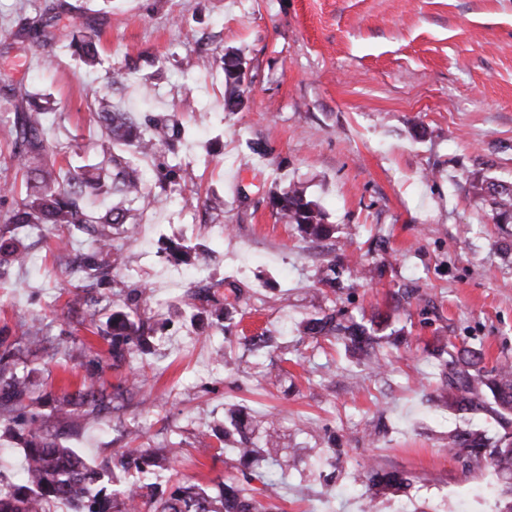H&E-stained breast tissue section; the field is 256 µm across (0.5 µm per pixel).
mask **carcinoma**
<instances>
[{
	"label": "carcinoma",
	"mask_w": 512,
	"mask_h": 512,
	"mask_svg": "<svg viewBox=\"0 0 512 512\" xmlns=\"http://www.w3.org/2000/svg\"><path fill=\"white\" fill-rule=\"evenodd\" d=\"M71 46L85 64L97 62L99 50L95 37H74ZM242 68L239 55H224L225 105L230 109L243 104L242 81L238 75ZM94 103L103 137V159L79 173H65L56 167L54 149L46 137L45 108L28 92L12 93L13 120L6 141L12 146V159L22 178L19 182L0 183V198L14 200L13 207L0 222L15 227L49 225L55 230L76 229L92 237L93 256L75 262L67 270L68 276L79 281L96 279L112 268V229L120 227L130 237L135 230L131 204L137 202L143 210L152 204V192L145 187L136 160L155 154L159 145L174 148L182 136L181 127L176 124L161 123L149 130L139 129L134 115L113 108L112 101L104 94L95 96ZM474 189L490 201L495 223L512 224L511 183L483 181ZM102 194L112 197V206L97 214L90 210L89 200ZM271 202L280 218L294 225L310 241L317 243L331 235L332 227L325 223L323 211L307 198L301 184L294 183L287 191L273 195ZM1 254L12 257L19 265L24 261L19 241L3 233L0 234ZM371 273L372 268L361 262L340 269L332 261L319 270L318 282L331 288H351ZM384 322L383 317L377 322H366L341 309L321 307L301 322L300 333L315 339H333L358 356V364L378 367L382 343L395 347L400 344L397 336L378 334L377 327ZM146 333L144 321L127 312L113 313L110 351L113 364L121 363L131 346L143 343ZM439 356L448 370V396L456 409L468 412L489 407L501 428L495 441L478 429L451 433L448 448L466 456L477 467L484 465L496 470L501 480L496 494L508 498L503 512H512V366L506 363L489 369L483 365L480 353L448 344L439 349ZM28 392L26 378L17 372L15 354L0 353V419L7 421L23 440L27 466L20 483L0 490V512H51L58 503L71 506L73 512H131L134 495L148 498L154 512H271V500L279 498V479L271 469L257 473L260 488L227 480L215 497L195 485L160 493L157 483L146 482L144 478L167 469L169 456L177 453L175 448L162 456L129 449L116 451L112 456V473L133 472L140 481L107 494L99 488L103 474L87 465L74 449L44 435V419L28 411L25 404ZM104 401L105 396L96 388L94 375L90 374L75 393L62 396L60 409L70 417L95 419ZM246 433L242 415L232 412L224 430L213 435L201 432L200 443L209 448L207 439L213 436L221 444L239 445L237 453L246 465L260 459L277 464L274 452L279 435L268 431L265 447L252 448ZM409 484L410 479L401 471L372 469L364 512L376 510L374 501L381 492Z\"/></svg>",
	"instance_id": "cac0c4a2"
}]
</instances>
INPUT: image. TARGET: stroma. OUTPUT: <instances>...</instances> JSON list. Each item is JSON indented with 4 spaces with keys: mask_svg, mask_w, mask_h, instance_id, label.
Here are the masks:
<instances>
[{
    "mask_svg": "<svg viewBox=\"0 0 512 512\" xmlns=\"http://www.w3.org/2000/svg\"><path fill=\"white\" fill-rule=\"evenodd\" d=\"M46 25L47 42L19 31ZM101 35L93 67L69 49L74 33ZM243 59L245 105L224 106V53ZM209 58L202 68L200 58ZM25 87L48 107L47 136L72 165L102 159L95 94L186 130L177 153L141 161L156 197L137 236L114 231L123 262L113 274L149 294L140 312L153 332L145 349L113 365L108 335L123 310L113 288L90 289L100 334L67 302L71 287L50 234L17 229L30 259L0 270V340L41 350L23 357L30 403L50 434L94 468L121 448L181 455L169 485L216 491L241 478L232 448L201 449L197 436L237 406L280 429L293 460L276 512H363L374 467L404 471L408 488L377 512H498L466 493L491 479L448 450L449 431L482 426L491 412L462 413L442 389L439 339L483 348L485 366L512 363V235L494 223L475 183L512 181V0H0V84ZM178 177L159 187L156 169ZM300 183L334 227L310 242L279 219L270 198ZM177 238L214 254L197 273L167 262ZM359 257L372 279L336 294L358 316H388L407 342L380 369L343 346L296 332L331 294L318 271ZM217 285L235 298L231 331L181 308L189 290ZM271 336L254 350L245 340ZM88 351L73 360L74 343ZM279 373L268 383L266 371ZM94 373L124 388L121 410L74 426L57 418L64 392ZM338 453V468L325 465Z\"/></svg>",
    "mask_w": 512,
    "mask_h": 512,
    "instance_id": "35a3bbf8",
    "label": "stroma"
}]
</instances>
